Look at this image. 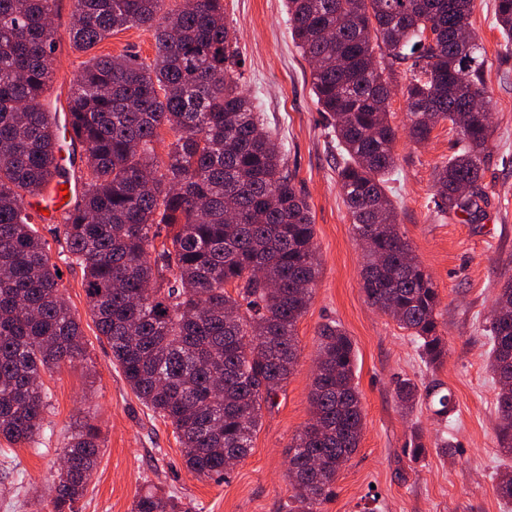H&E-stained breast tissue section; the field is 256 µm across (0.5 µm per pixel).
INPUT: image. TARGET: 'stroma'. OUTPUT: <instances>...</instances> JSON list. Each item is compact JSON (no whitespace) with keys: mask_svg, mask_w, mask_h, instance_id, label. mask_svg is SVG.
I'll return each mask as SVG.
<instances>
[{"mask_svg":"<svg viewBox=\"0 0 512 512\" xmlns=\"http://www.w3.org/2000/svg\"><path fill=\"white\" fill-rule=\"evenodd\" d=\"M72 0H59L53 18L58 48L47 103L69 96L86 59L72 49ZM226 23L243 62L245 89L286 150V163L311 207L321 274L313 300L299 319V359L274 405L263 406L248 456L222 478L187 470L170 423L131 392L110 348L98 336L82 271L71 264L53 227L37 228L61 271L69 306L80 320L84 359L45 376L50 390L44 428L33 441L0 438V512H52L51 486L68 435L89 423L100 434V456L79 512H131L136 496L155 489L174 495L191 512H286L292 487L288 446L311 418L309 393L322 324L339 323L355 354V381L365 414L360 446L343 466L321 512H504L493 483L507 464L494 436L497 385L487 368L485 316L512 275V55L495 26L494 0H475L471 18L486 52L494 157L484 174L485 215L478 223L448 218L435 202V168L455 150L459 132L437 126L414 144L405 132L410 78L405 67L391 76L389 119L398 131L397 168L388 194L400 232L439 292V328L448 358L437 369L421 359L409 332L373 308L361 289L364 252L356 239L336 174V139L312 92L310 66L288 28L285 0H224ZM94 55L155 57L150 30L131 27L98 43ZM419 386L437 381L453 396L450 417L426 406L407 413L394 398L398 380ZM425 436L427 454L408 453L413 429ZM456 448L444 455L442 442Z\"/></svg>","mask_w":512,"mask_h":512,"instance_id":"obj_1","label":"stroma"}]
</instances>
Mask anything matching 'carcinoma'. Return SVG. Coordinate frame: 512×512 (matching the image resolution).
<instances>
[{
    "instance_id": "cac0c4a2",
    "label": "carcinoma",
    "mask_w": 512,
    "mask_h": 512,
    "mask_svg": "<svg viewBox=\"0 0 512 512\" xmlns=\"http://www.w3.org/2000/svg\"><path fill=\"white\" fill-rule=\"evenodd\" d=\"M73 2L76 50L145 26L154 30L155 58L90 57L61 126L42 102L53 78L57 0H0V438L18 444L38 435L48 407L43 375L85 356L80 323L29 203L73 176L83 191L57 229L82 270L99 335L136 397L172 425L185 467L221 477L249 454L263 404L293 374L296 325L319 276L311 208L242 89L224 0H182L171 11L166 0ZM473 2L287 0L289 30L336 136L354 234L372 244L363 292L411 332L433 370L447 359L448 342L437 321L438 289L399 232L386 192L397 130L385 71L404 65L411 73L413 142L428 141L443 122L460 132L435 173V197L441 213L477 218L487 202L493 126L470 109L475 96L490 103ZM495 19L512 46V0H495ZM163 131L173 140L162 157L155 143ZM65 135L84 150L75 176L60 164ZM462 184L471 186L464 197ZM485 323L498 385L494 433L512 458V279ZM318 337L312 419L288 450V512H320L364 428L350 337L334 322L321 325ZM395 398L405 411L421 403L439 416L452 410V394L439 384L422 391L400 380ZM99 455L95 426L67 438L54 512H77ZM494 490L512 507V470L497 474ZM132 512L190 510L148 490Z\"/></svg>"
}]
</instances>
